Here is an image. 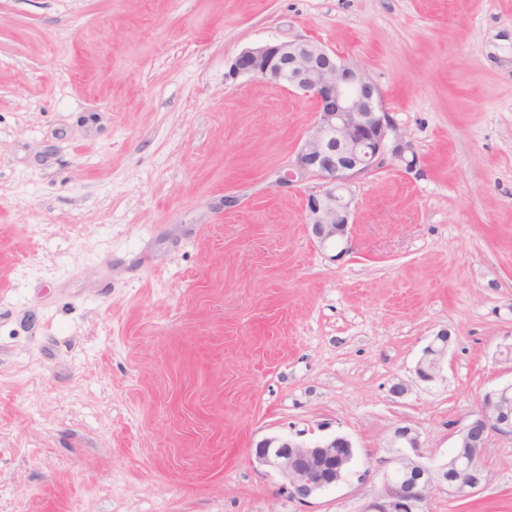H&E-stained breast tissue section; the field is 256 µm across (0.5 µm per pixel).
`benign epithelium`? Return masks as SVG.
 <instances>
[{
    "label": "benign epithelium",
    "mask_w": 512,
    "mask_h": 512,
    "mask_svg": "<svg viewBox=\"0 0 512 512\" xmlns=\"http://www.w3.org/2000/svg\"><path fill=\"white\" fill-rule=\"evenodd\" d=\"M230 72L283 85L314 104L313 125L289 164L271 174L270 186L279 191L317 182L306 196V223L319 243L339 242L350 224L353 183L384 164L392 139L396 145L389 152L403 159V138L382 93L358 64L305 39L245 49L235 57ZM451 343V336L441 333L424 348L415 369L419 381L435 380ZM501 392L499 387L485 393L479 409L455 432L453 451L438 463L428 459L416 429L395 427L387 440L380 491L362 512H427L436 488L466 500L486 487L490 479L482 459L488 439H512V409ZM354 457L345 435L315 443L272 435L254 450L257 465L283 477L288 493L303 501L344 480Z\"/></svg>",
    "instance_id": "7a95c632"
}]
</instances>
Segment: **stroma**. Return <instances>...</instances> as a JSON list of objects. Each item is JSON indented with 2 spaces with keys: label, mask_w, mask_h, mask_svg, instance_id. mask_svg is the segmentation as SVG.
I'll return each instance as SVG.
<instances>
[{
  "label": "stroma",
  "mask_w": 512,
  "mask_h": 512,
  "mask_svg": "<svg viewBox=\"0 0 512 512\" xmlns=\"http://www.w3.org/2000/svg\"><path fill=\"white\" fill-rule=\"evenodd\" d=\"M299 37L410 145L353 185L342 256L312 183L269 187L313 104L229 75ZM508 346L512 0H0V512H361L393 428L446 458ZM335 433L351 472L309 502L253 462ZM483 464L428 512H512V440ZM451 343V336L447 333H441L435 336L424 348L415 369V374L419 381L428 383L435 380L440 365L448 354Z\"/></svg>",
  "instance_id": "obj_1"
}]
</instances>
